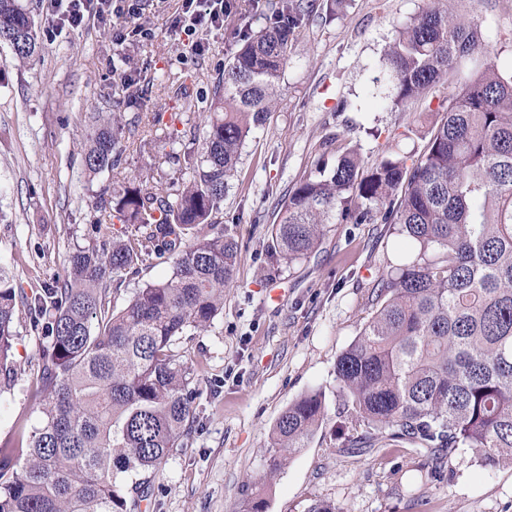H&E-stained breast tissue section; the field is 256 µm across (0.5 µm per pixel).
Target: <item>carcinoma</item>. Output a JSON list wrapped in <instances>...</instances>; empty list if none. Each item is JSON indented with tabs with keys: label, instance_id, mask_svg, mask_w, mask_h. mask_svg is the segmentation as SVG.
<instances>
[{
	"label": "carcinoma",
	"instance_id": "obj_1",
	"mask_svg": "<svg viewBox=\"0 0 512 512\" xmlns=\"http://www.w3.org/2000/svg\"><path fill=\"white\" fill-rule=\"evenodd\" d=\"M308 0H269L267 24L239 32L214 88L198 147L165 156L181 189L147 181L100 195L97 225L112 237L77 249L64 276L28 295L0 269V393L21 366L25 315L43 342L29 397L40 426L17 424L0 447V512H135L151 477L191 435L199 392L173 346L224 311L238 243L220 214L245 139L281 92ZM26 63L38 33L22 0H0V45ZM393 104L456 82L416 160L388 152L369 167L349 150L288 194L271 256L290 263L317 248L325 226L391 224L399 258L375 284L376 309L336 361L343 410L362 429L355 448L406 441L434 471L458 448L485 467L512 466V74L499 71L481 25L448 16L447 0L400 27L385 52ZM84 144L95 175L120 162L121 118L93 116ZM153 262L170 275L118 308L112 278ZM324 415L312 390L280 414L269 474L306 446Z\"/></svg>",
	"mask_w": 512,
	"mask_h": 512
}]
</instances>
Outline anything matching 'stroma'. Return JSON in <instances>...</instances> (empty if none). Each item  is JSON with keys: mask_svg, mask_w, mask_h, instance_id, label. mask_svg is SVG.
<instances>
[{"mask_svg": "<svg viewBox=\"0 0 512 512\" xmlns=\"http://www.w3.org/2000/svg\"><path fill=\"white\" fill-rule=\"evenodd\" d=\"M327 3L314 0L277 106L247 139L224 197L222 221L239 244L224 314L174 347L195 371L197 422L156 471L139 512H246L244 484L267 471L278 416L313 389L324 394V419L265 490L267 512H309L318 502L338 512H512V466L484 468L472 449H457L434 477L408 443L349 445L359 429L338 411L336 360L371 317L374 286L395 257L389 225L330 224L308 258L268 257L285 194L313 172L324 143L335 156L356 147L368 166L390 148L423 152L425 139L408 138V130L437 119L454 92L444 84L403 107L390 100L384 54L423 0H343L333 12ZM180 4L142 0L139 20L108 13L74 31L40 35L38 56L25 64L0 48V267L16 287H42L64 273L76 249L99 241L102 191L169 180L160 160L183 152L189 132L203 126L214 85L238 47L237 29L266 24L264 0H239L240 17L204 34L195 53L178 48L170 30ZM448 11L479 22L500 71L512 72V0H448ZM138 22L153 38L116 44L115 28ZM131 80L143 91L134 108L123 101ZM138 111L162 120L125 140L118 169L88 174L82 144L90 113L129 120ZM174 130L179 140L169 139ZM273 288L283 290L281 301L269 297ZM17 333L23 372L0 394V447L14 443L16 423L41 422L27 396L41 342L27 319Z\"/></svg>", "mask_w": 512, "mask_h": 512, "instance_id": "1", "label": "stroma"}]
</instances>
